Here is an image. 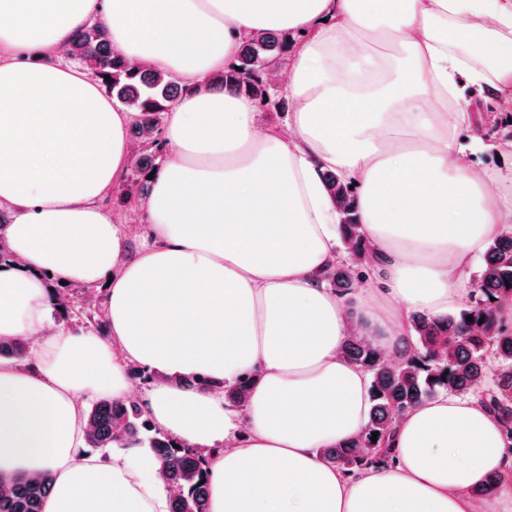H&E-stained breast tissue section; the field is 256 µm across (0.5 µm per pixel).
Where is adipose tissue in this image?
<instances>
[{
    "instance_id": "ef3b65f1",
    "label": "adipose tissue",
    "mask_w": 512,
    "mask_h": 512,
    "mask_svg": "<svg viewBox=\"0 0 512 512\" xmlns=\"http://www.w3.org/2000/svg\"><path fill=\"white\" fill-rule=\"evenodd\" d=\"M92 23L194 88L164 116L133 230L105 204L133 115L62 55ZM260 29L300 36L276 125L206 84ZM466 87L512 102V0H0V337L35 339L27 365L0 358V474H50L43 512H170L151 454L84 448L88 401L134 398L205 451L209 512H473L492 476L486 512H512V449L475 396L406 413L394 464L349 477L321 455L368 420L370 375L343 341L404 355L410 317L467 300L465 272L512 225V141L501 168L474 165ZM328 168L379 260L348 298L318 277L341 256ZM54 280L106 285L108 337L52 323ZM133 366L155 375L138 395ZM247 375L245 403L228 400Z\"/></svg>"
}]
</instances>
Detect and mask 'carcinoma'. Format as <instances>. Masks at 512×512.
Masks as SVG:
<instances>
[{"mask_svg":"<svg viewBox=\"0 0 512 512\" xmlns=\"http://www.w3.org/2000/svg\"><path fill=\"white\" fill-rule=\"evenodd\" d=\"M290 46L288 34L259 30L243 39L235 61L209 82L224 91L246 95L264 111L283 112L284 99L275 100L266 84L267 65L284 59ZM69 58L100 80L113 101L134 113L129 137L139 145L131 161V174L122 189L107 202L127 206L131 199L149 195L147 179L158 168L165 150L162 138L164 113L190 92L168 74L143 69L112 48L106 30L92 24L78 30L68 49ZM110 79H105V76ZM324 187L341 215L340 237L347 259L329 266L320 278L340 295L350 296L374 271L372 249L367 247L357 217L354 192L332 171L323 172ZM512 296V233L493 239L484 254V265L467 308L455 315L432 318L418 314L411 319V351L399 362L381 360L379 352L362 337L343 345V354L371 377L369 421L362 436L324 448L326 463L352 473L389 458L390 437L397 417L443 391L477 395L504 424L512 448V324L501 319L496 302ZM53 306L59 318L93 315L75 301L71 289L53 286ZM472 320H467V317ZM28 344L19 339H0V357L23 359ZM87 445L91 448L146 446L158 461L167 484L179 490L171 500V512H208L205 456L199 451L175 447V442L156 429L135 401H94L87 410ZM377 440L371 441L372 434ZM0 493V512H42L51 481L6 478Z\"/></svg>","mask_w":512,"mask_h":512,"instance_id":"carcinoma-1","label":"carcinoma"}]
</instances>
